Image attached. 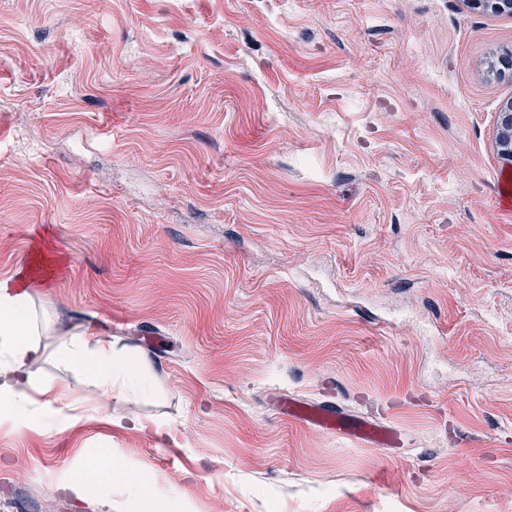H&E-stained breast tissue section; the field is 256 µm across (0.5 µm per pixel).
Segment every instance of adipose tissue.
<instances>
[{"instance_id": "ef3b65f1", "label": "adipose tissue", "mask_w": 512, "mask_h": 512, "mask_svg": "<svg viewBox=\"0 0 512 512\" xmlns=\"http://www.w3.org/2000/svg\"><path fill=\"white\" fill-rule=\"evenodd\" d=\"M49 278L27 268L17 278L0 280V427H24L42 430L46 420L38 412V397L49 395L52 384L39 381L27 366L40 358V341L45 331L33 302L34 294L49 287ZM58 361L71 371L89 378L104 392L138 397L149 389L151 365L127 347L76 328L57 352ZM91 469L85 479L68 478L66 487L84 495L89 487L108 486L140 475L153 484V475L144 468L127 464L113 453L97 450L89 457Z\"/></svg>"}]
</instances>
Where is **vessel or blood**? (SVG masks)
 I'll use <instances>...</instances> for the list:
<instances>
[{
    "label": "vessel or blood",
    "mask_w": 512,
    "mask_h": 512,
    "mask_svg": "<svg viewBox=\"0 0 512 512\" xmlns=\"http://www.w3.org/2000/svg\"><path fill=\"white\" fill-rule=\"evenodd\" d=\"M280 413L289 420L366 448H398L402 438L388 421L351 414L332 402L314 403L288 395L278 403Z\"/></svg>",
    "instance_id": "obj_1"
}]
</instances>
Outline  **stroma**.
I'll return each mask as SVG.
<instances>
[{"label":"stroma","mask_w":512,"mask_h":512,"mask_svg":"<svg viewBox=\"0 0 512 512\" xmlns=\"http://www.w3.org/2000/svg\"><path fill=\"white\" fill-rule=\"evenodd\" d=\"M507 49L512 15L463 0H0V278L61 258L30 370L91 413L0 427V512H119L127 486L61 487L98 448L151 469L154 512H512ZM87 325L146 395L58 364ZM495 143L500 158L512 167V98L504 100L498 109ZM280 413L289 420L366 448H400L401 433L390 421L351 414L333 402L314 403L296 396L280 399Z\"/></svg>","instance_id":"stroma-1"}]
</instances>
